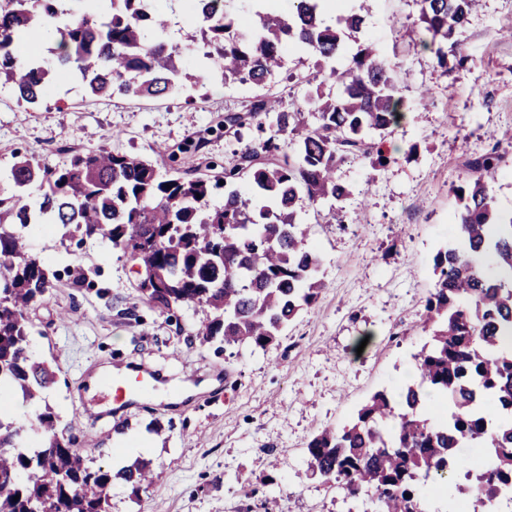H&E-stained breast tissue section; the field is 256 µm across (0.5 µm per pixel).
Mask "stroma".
Returning a JSON list of instances; mask_svg holds the SVG:
<instances>
[{
  "label": "stroma",
  "mask_w": 512,
  "mask_h": 512,
  "mask_svg": "<svg viewBox=\"0 0 512 512\" xmlns=\"http://www.w3.org/2000/svg\"><path fill=\"white\" fill-rule=\"evenodd\" d=\"M419 10L418 0H373L360 36L394 64L404 118L385 141V165L352 159L339 168L353 190L343 207L305 210L324 287L278 342L236 348L232 379L223 353L193 338L202 309H149L136 301L137 275L123 251L31 230L32 253L59 271L81 256L92 283L74 288L62 277L30 313L31 354L56 375L47 403L96 464L140 458L154 473L136 492L114 483L112 512H373V491L350 497L328 488L309 467L306 444L405 380L426 341L420 316L434 286L433 256L452 233L465 164L489 150L493 132L512 128V0H481L461 36L471 58L463 67L453 58L440 67L413 46ZM284 60L270 85L291 108L321 77L306 50L285 47ZM259 92L214 76L178 98L93 101L68 75L32 110L2 87L0 164L16 154L54 163L69 147L119 148L155 154L165 168L169 151L204 134L206 146L188 161L202 171L258 142L253 126L236 139L208 129ZM135 360L165 369L193 394L171 404L158 391L111 415L110 398L88 379ZM97 411L106 421L94 422ZM245 486L256 496L243 498Z\"/></svg>",
  "instance_id": "35a3bbf8"
}]
</instances>
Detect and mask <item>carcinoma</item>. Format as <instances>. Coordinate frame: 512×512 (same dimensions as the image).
Here are the masks:
<instances>
[{"label": "carcinoma", "mask_w": 512, "mask_h": 512, "mask_svg": "<svg viewBox=\"0 0 512 512\" xmlns=\"http://www.w3.org/2000/svg\"><path fill=\"white\" fill-rule=\"evenodd\" d=\"M65 2L0 0V84L17 103H42L59 72L76 74L85 96L98 101L184 91L183 46L165 40L166 13L150 11L148 0H110V14H76ZM199 2L196 31L187 34L204 60L195 83L217 73L226 84L264 87L282 66L287 42L315 55L324 80L293 111L261 95L209 128L228 138L253 124L271 132L223 171L210 163V175L163 171L146 156L107 149H65L54 165L16 155L0 167V389L17 390L29 403L43 401L55 381L51 367L31 357L29 310L60 273L28 250L26 229L50 224L83 243H110L141 270L138 301L168 315L198 306L207 312L195 333L201 343L263 349L324 287L309 227L297 221L299 202L349 199L352 190L336 171L351 158L382 163L384 139L403 116L390 62L357 37L361 14L344 16L338 29L319 0H292L290 15L265 12L252 26L229 0ZM419 2L418 45L443 65L478 0ZM46 29L57 41L50 65L30 51ZM348 40L357 45L352 66L325 68ZM280 133L291 135L292 153L282 151ZM204 146L203 137L185 142L169 159ZM503 161L495 145L465 164L452 237L433 257L435 284L424 304L429 340L415 356L420 383L401 392L403 411L395 412L393 394L378 391L350 424L325 427L307 445L309 465L325 483L348 496L373 489L377 512H426L420 479L432 475L445 481L448 512H495L500 500H512V350L498 341L512 335V276L501 275L512 272V215L497 209L486 185ZM241 184L261 204L250 205ZM33 188L39 197L30 203ZM220 190L224 205L210 207ZM66 272L71 286L91 287L80 260ZM391 418L396 424L388 428ZM32 432L42 437L33 449ZM75 442L48 406L26 420L0 406V477L10 480L0 484V512H29L36 503L44 512H112L116 480L134 492L151 482L141 463L116 473L89 464ZM460 448L478 449L468 490L448 482Z\"/></svg>", "instance_id": "carcinoma-1"}]
</instances>
